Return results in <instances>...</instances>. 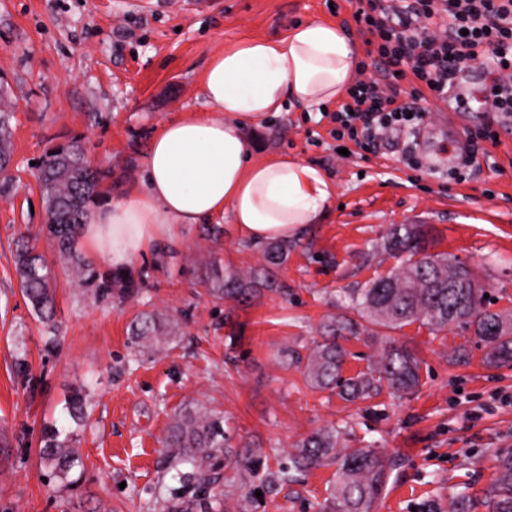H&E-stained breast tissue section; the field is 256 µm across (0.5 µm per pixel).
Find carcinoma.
Instances as JSON below:
<instances>
[{
    "label": "carcinoma",
    "instance_id": "carcinoma-1",
    "mask_svg": "<svg viewBox=\"0 0 512 512\" xmlns=\"http://www.w3.org/2000/svg\"><path fill=\"white\" fill-rule=\"evenodd\" d=\"M8 87L0 84V172L8 171L11 121ZM110 172L94 168L82 144L75 141L52 151L38 176L40 193L46 205V230L50 245L72 267L81 287L92 288L102 299L114 292L131 295L138 291L131 279L125 287L113 288L111 273L101 272L77 257L79 230L90 203L103 193ZM426 230L420 224L395 226L385 249L393 255L406 254L407 262L388 276L378 278L363 288L346 293L347 309L357 315L333 317L327 325L328 335L315 343L306 357L294 349H284L281 357L302 367L306 382L318 389L340 388L355 399H368L388 387L394 394L408 398L421 388L420 363L411 349L402 346L386 347L367 368L357 376L343 379L341 371L345 351L340 341L357 338L368 319L384 328H400L415 322L440 331L452 323H464L473 328L474 335L486 343V362L512 365V315L490 312L485 308V290L465 264L439 254L427 252ZM266 275L260 280L236 270L214 266L209 276L208 294L224 301H243L262 295L263 291H278L272 270L288 259V243L273 241L263 248ZM20 290L32 312L50 327H55V296L52 289V270L44 256L31 246L18 255ZM162 327L151 314L141 315L131 328V341L140 346L164 340ZM65 411L79 424L84 421L85 395L76 391L65 400ZM347 426L336 424L321 428L299 441L288 454V464L273 469L251 455L248 449L231 444L232 437L224 429L223 418L201 410L185 409L174 416L168 427L164 448L172 464L187 465L179 480L193 494H175L164 512H196L201 500L211 498L222 510L223 494L219 492L223 474L219 454L224 464H233L241 473V497L252 496L257 486L272 490L303 471L325 463H334L336 484L327 504V512H375L386 489L391 459L376 448H349L344 445ZM40 463L62 482L82 461L73 446V438L54 425L44 428ZM512 512V452L499 457L494 482L482 497L465 491L455 494L448 502V512Z\"/></svg>",
    "mask_w": 512,
    "mask_h": 512
}]
</instances>
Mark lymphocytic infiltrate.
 <instances>
[{
  "label": "lymphocytic infiltrate",
  "instance_id": "1",
  "mask_svg": "<svg viewBox=\"0 0 512 512\" xmlns=\"http://www.w3.org/2000/svg\"><path fill=\"white\" fill-rule=\"evenodd\" d=\"M352 19L378 36L375 67L388 84L355 81L348 101L328 115L335 140L347 137L370 150L379 131L420 120V101L447 99L456 75L487 58L492 80L483 97L512 116V84L500 77L503 68L512 69V0H412L404 7L368 0ZM404 81L410 92H402Z\"/></svg>",
  "mask_w": 512,
  "mask_h": 512
}]
</instances>
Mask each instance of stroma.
Segmentation results:
<instances>
[{
  "label": "stroma",
  "mask_w": 512,
  "mask_h": 512,
  "mask_svg": "<svg viewBox=\"0 0 512 512\" xmlns=\"http://www.w3.org/2000/svg\"><path fill=\"white\" fill-rule=\"evenodd\" d=\"M349 0H0V80L11 92L12 172L0 178V512H162L178 483L162 450L184 409L223 416L234 443L270 466L287 462L313 430L350 423L349 443L396 461L377 512H447L449 497L493 480L512 450V366L484 361L485 345L460 324L369 327L346 341L343 377L366 369L386 343L421 361L422 387L408 399L381 390L361 401L312 388L280 353H307L327 316L345 315L346 290L397 265L383 249L398 224H425L428 250L468 265L488 309L512 313V126L468 163L470 132L495 121L484 109L449 118V104L421 101L423 117L383 132L374 152L344 156L321 113L288 105L248 126L258 157L287 156L320 168L335 185L328 215L288 242L277 292L234 305L210 298L213 263L261 269L262 247L237 237L229 218L174 227L167 249L138 260L135 295L97 299L74 287L49 247L37 176L50 150L78 140L110 171L105 197L140 184L146 148L162 124L203 111L198 85L212 54L246 36L280 37L295 24H341L359 47L355 74L376 79V44L350 25ZM417 168H409L408 158ZM51 266L59 329L49 333L23 297L19 244ZM144 312L168 341L140 350L131 326ZM464 349V361L449 357ZM88 393L86 426L64 403ZM74 433L84 467L64 485L39 463L45 425ZM336 469L298 473L259 503L232 512H322Z\"/></svg>",
  "instance_id": "obj_1"
}]
</instances>
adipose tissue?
Returning a JSON list of instances; mask_svg holds the SVG:
<instances>
[{"instance_id": "1", "label": "adipose tissue", "mask_w": 512, "mask_h": 512, "mask_svg": "<svg viewBox=\"0 0 512 512\" xmlns=\"http://www.w3.org/2000/svg\"><path fill=\"white\" fill-rule=\"evenodd\" d=\"M357 45L335 24L310 21L276 38L250 37L214 53L201 75L205 113L169 120L144 155V177L121 199L89 210L82 243L122 273L167 248L177 224L229 215L240 239L288 240L327 216L336 194L321 170L255 155L245 126L297 101L313 109L352 83Z\"/></svg>"}]
</instances>
